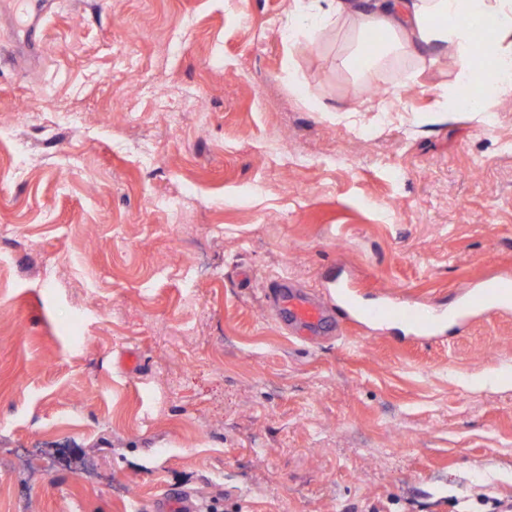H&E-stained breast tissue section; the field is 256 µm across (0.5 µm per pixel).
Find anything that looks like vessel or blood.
I'll use <instances>...</instances> for the list:
<instances>
[{"mask_svg": "<svg viewBox=\"0 0 512 512\" xmlns=\"http://www.w3.org/2000/svg\"><path fill=\"white\" fill-rule=\"evenodd\" d=\"M50 9L48 0H29L21 49L28 56L38 54L43 21ZM338 312H331L309 292L296 288L288 280L273 283L268 298L275 320L291 336L309 341L324 331L338 330L340 323L364 325L367 323L405 325L415 338L426 340L436 337L449 320L467 324L473 315H487L512 309V280L505 278L471 288L459 296L454 310L441 307H407L391 300L373 303L357 302L347 283L335 286ZM150 512H198L192 494L165 493L149 506Z\"/></svg>", "mask_w": 512, "mask_h": 512, "instance_id": "1", "label": "vessel or blood"}]
</instances>
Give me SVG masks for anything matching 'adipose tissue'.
Segmentation results:
<instances>
[{
  "label": "adipose tissue",
  "mask_w": 512,
  "mask_h": 512,
  "mask_svg": "<svg viewBox=\"0 0 512 512\" xmlns=\"http://www.w3.org/2000/svg\"><path fill=\"white\" fill-rule=\"evenodd\" d=\"M331 26L347 32L336 65L356 78L401 57L420 72L452 60L448 111L471 113L485 125L493 120V101L512 94V0H292L284 34L312 40ZM479 27L493 44L485 54L472 40ZM378 30L385 34L381 48L364 54L368 36Z\"/></svg>",
  "instance_id": "ef3b65f1"
}]
</instances>
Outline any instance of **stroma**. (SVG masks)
Masks as SVG:
<instances>
[{"label":"stroma","instance_id":"35a3bbf8","mask_svg":"<svg viewBox=\"0 0 512 512\" xmlns=\"http://www.w3.org/2000/svg\"><path fill=\"white\" fill-rule=\"evenodd\" d=\"M289 6L57 0L37 64L0 4V512L512 508V310L303 343L265 302L512 274V105L442 116L405 60L368 93ZM174 504L177 506L173 507ZM147 511L152 512H197L198 508L191 493H165L152 502Z\"/></svg>","mask_w":512,"mask_h":512}]
</instances>
